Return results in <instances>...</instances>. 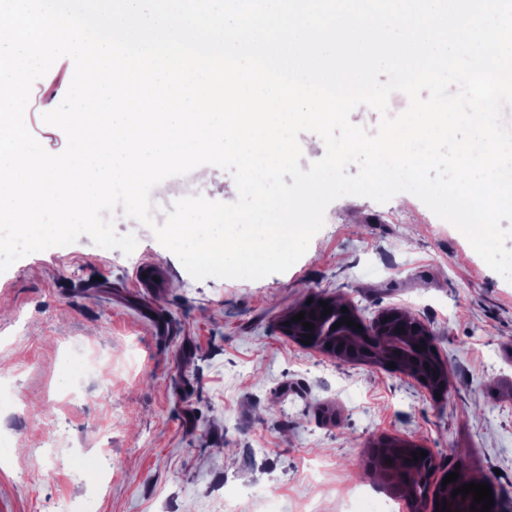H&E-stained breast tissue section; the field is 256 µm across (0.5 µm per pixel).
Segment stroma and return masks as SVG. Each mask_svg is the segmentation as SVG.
Masks as SVG:
<instances>
[{"label": "stroma", "instance_id": "1", "mask_svg": "<svg viewBox=\"0 0 512 512\" xmlns=\"http://www.w3.org/2000/svg\"><path fill=\"white\" fill-rule=\"evenodd\" d=\"M72 77L54 63L25 116L53 154L67 139L42 116ZM200 190L194 170L158 184L153 225ZM112 222L136 237L131 255L84 235L0 273V512H378L384 493L362 491L383 438L429 448L432 482L461 463L492 478L512 512V282L416 196L333 201L307 252L257 280L194 279L153 226ZM315 297L420 318L447 395L283 336ZM49 428L86 448L81 477L34 456Z\"/></svg>", "mask_w": 512, "mask_h": 512}]
</instances>
